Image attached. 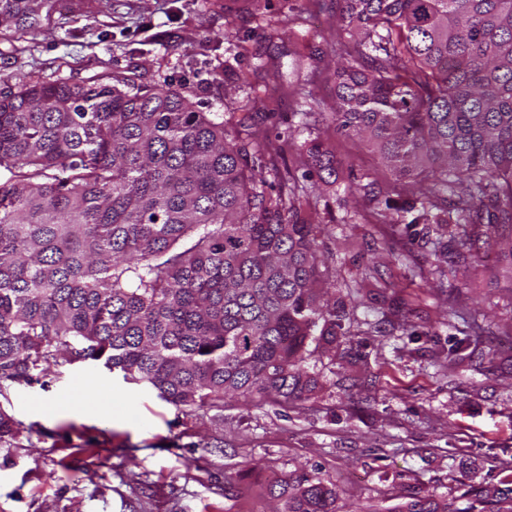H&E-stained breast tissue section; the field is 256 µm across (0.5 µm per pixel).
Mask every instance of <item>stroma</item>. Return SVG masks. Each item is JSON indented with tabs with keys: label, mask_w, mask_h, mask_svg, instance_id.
Returning <instances> with one entry per match:
<instances>
[{
	"label": "stroma",
	"mask_w": 512,
	"mask_h": 512,
	"mask_svg": "<svg viewBox=\"0 0 512 512\" xmlns=\"http://www.w3.org/2000/svg\"><path fill=\"white\" fill-rule=\"evenodd\" d=\"M51 21L0 33V79L80 82L103 68L195 89L202 112L252 104L259 130L328 111L336 0H50ZM250 103V102H249ZM318 238L330 288L352 312L320 344L309 399L225 397L220 416L178 411L94 362L0 385L20 433L0 448V512H275L272 485L301 473L333 486L337 512H395L416 497L466 502L464 485L512 486V279L497 257L458 270L432 226L404 236L359 199L322 191ZM462 281L449 291L451 279ZM478 324L483 341L449 362ZM415 337H408V330Z\"/></svg>",
	"instance_id": "1"
}]
</instances>
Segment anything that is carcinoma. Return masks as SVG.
I'll use <instances>...</instances> for the list:
<instances>
[{
  "mask_svg": "<svg viewBox=\"0 0 512 512\" xmlns=\"http://www.w3.org/2000/svg\"><path fill=\"white\" fill-rule=\"evenodd\" d=\"M46 5L0 0V28L36 31ZM336 5L348 42L335 102L279 136L308 133L321 182L381 206V223L435 225L452 264L495 243L512 266V0ZM327 127L376 170L344 180ZM311 210L249 111L212 116L188 90L109 68L90 85L1 89L0 383L93 361L185 413L308 397L310 344L336 341L350 315L325 299ZM17 433L0 412V447ZM272 495L277 512H336V489L305 473ZM461 498L459 512H512V489L488 482Z\"/></svg>",
  "mask_w": 512,
  "mask_h": 512,
  "instance_id": "carcinoma-1",
  "label": "carcinoma"
}]
</instances>
